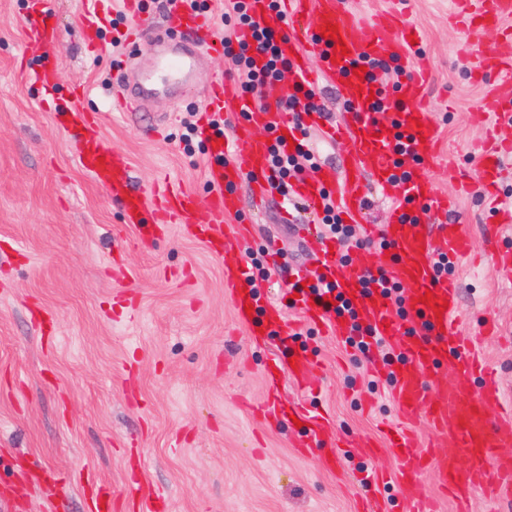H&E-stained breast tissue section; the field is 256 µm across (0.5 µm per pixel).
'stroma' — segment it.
<instances>
[{
    "label": "stroma",
    "mask_w": 512,
    "mask_h": 512,
    "mask_svg": "<svg viewBox=\"0 0 512 512\" xmlns=\"http://www.w3.org/2000/svg\"><path fill=\"white\" fill-rule=\"evenodd\" d=\"M452 2L402 7L422 35L409 66L433 67L426 95L440 150L428 166L441 193L476 176L498 101L512 96L493 75L474 79L462 50L476 37L449 21ZM29 5L0 0V512H90L102 482L112 486L113 512H149L128 495L139 480L167 492L158 512H358L366 471L397 470L390 451L370 459L359 448L399 418L394 368H374L372 356L293 305L288 271L309 255L280 220L281 195L254 201L241 180V211L223 226L240 260L258 257L268 270L261 293L292 323V348L313 359L310 387L287 378L278 395L328 412L329 436L308 452L299 447L305 428L264 414L278 335L254 341L236 320L223 256L159 211L148 214L154 235L139 242L119 203L81 167L80 141L65 126V107L99 112L102 137L127 156L137 187L168 179L207 198V146L182 133L209 79L232 76L231 59L200 56L192 88L158 84L143 111H114L113 83L139 81L156 55L152 45L112 49L131 24L120 0L100 20L95 48L83 40L82 0H53L60 37L51 89L38 78L40 52L25 42ZM456 219L482 253V228L497 216L481 188L462 199ZM241 224L252 230L240 239ZM453 274L467 335L512 390V289L500 287L488 261L455 263ZM489 318L498 330L486 337ZM332 451L336 470L325 467Z\"/></svg>",
    "instance_id": "stroma-1"
}]
</instances>
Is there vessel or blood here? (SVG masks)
Listing matches in <instances>:
<instances>
[{"instance_id": "vessel-or-blood-1", "label": "vessel or blood", "mask_w": 512, "mask_h": 512, "mask_svg": "<svg viewBox=\"0 0 512 512\" xmlns=\"http://www.w3.org/2000/svg\"><path fill=\"white\" fill-rule=\"evenodd\" d=\"M123 2L134 17L124 33L126 43L136 47L155 39V26L144 19L141 0ZM249 4L253 14L266 22H274L279 13L287 18L282 49L290 62V81L307 87L324 80L336 83L347 100L354 103V111L306 112L297 126L287 114L254 110L236 84L218 77L209 83L208 96L201 106L205 118L198 126L200 136L214 145L210 152L211 176L219 189L208 198L170 185L144 193L134 183L128 158L101 137L96 115L75 109L71 121L83 133L80 164L120 204L127 223L143 224L148 210L158 207L180 223L195 226L196 236L225 257L224 286L230 291L237 318L249 325L252 335L275 330L287 339L291 329L283 310L247 288V269L228 249L222 224L226 215L241 208L232 187L246 176L255 199L265 198L270 190L268 142L258 136V129L274 126L297 143L301 140L299 129L304 126L327 142L343 146V166H319L316 173L296 182L281 218L298 229L311 250L315 267L322 269L326 280L335 283L352 301L376 336L405 356L395 372L392 388L401 422L386 429V443L396 455L398 480L405 490V512H435L434 500L415 491L423 473L430 470L435 471L440 489L455 501L457 512H470L471 501L478 494L483 495L488 512H499L503 505L512 504V405L506 403L507 395L495 369L459 329L458 281L451 276L437 279L435 273L437 254L466 257L471 239L455 219L458 195L435 193L426 165L439 145L433 114L423 102L430 72L424 66L401 81L398 92L403 95L405 106L390 123L374 122L368 98L375 83L355 74L363 60L369 58L404 59L412 48L410 38L419 29L402 21L392 10L361 23L345 0H279L275 14L268 10V0H249ZM53 17L48 0H31L26 40L43 52L40 78L47 83L55 77L52 49L58 40V28L52 23ZM450 18L479 36L478 48L472 55L477 67L511 84L512 55L504 48L512 44V0H456ZM166 22L170 28L196 33L198 39L192 49L161 55L156 77L174 84L196 82L201 53H222L224 44L212 37L204 16L181 2L170 7ZM329 22L337 25L339 39L323 37L321 29ZM111 105L137 112L143 106V98L132 85L123 83L113 88ZM216 112H245L250 123L232 127L225 136L218 137L207 120L209 114ZM500 138V148L484 152L478 170V179L490 194L496 191L503 159L512 153L511 125L501 126ZM329 192L335 193L336 205L346 223L362 225L366 237L384 238L390 243V250H347L341 242L324 237L315 225L306 223L305 214L318 211ZM373 193L390 202L386 223L366 221L365 202ZM406 195L428 205V220L414 224L404 219L396 201ZM375 266L389 269L408 285V308L426 323L425 335H405L391 301L377 291L369 295L362 292L359 277ZM425 293L430 300L424 304L418 297ZM301 306L309 321L327 325L336 336L349 334L348 323L330 315L323 303L305 297ZM442 365L451 373V382L430 386L427 374ZM310 368V359L302 355L295 363H283L280 372L267 375L269 392H277L285 376L307 383ZM265 409L275 419L293 415L308 421V447L320 446L327 435L328 421L324 416L309 415L301 407L284 405L274 397L267 401ZM417 418L427 419L436 440L450 442L452 452L438 457L432 450L417 448L403 427L404 422Z\"/></svg>"}]
</instances>
